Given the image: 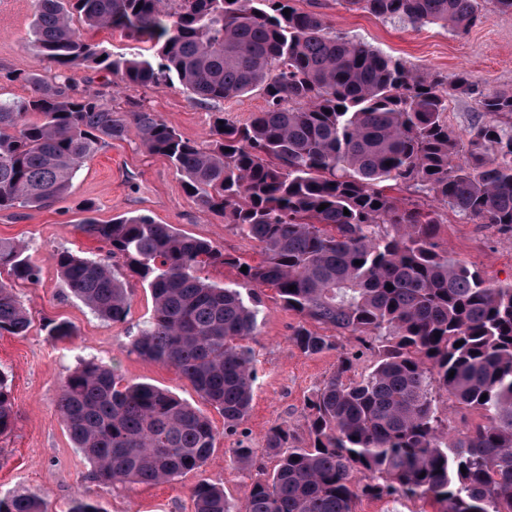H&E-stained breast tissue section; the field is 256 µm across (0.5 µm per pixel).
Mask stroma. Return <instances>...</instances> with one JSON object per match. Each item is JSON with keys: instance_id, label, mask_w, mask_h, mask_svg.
Segmentation results:
<instances>
[{"instance_id": "stroma-1", "label": "stroma", "mask_w": 512, "mask_h": 512, "mask_svg": "<svg viewBox=\"0 0 512 512\" xmlns=\"http://www.w3.org/2000/svg\"><path fill=\"white\" fill-rule=\"evenodd\" d=\"M305 12L320 14L330 30L364 42L383 54L402 59L413 70L451 81L467 71L480 90L512 89V13L498 12L491 0L484 5L483 22L457 35L433 24L424 26L385 20L345 8L339 0H294ZM34 0H0V96L18 99L27 90L10 81L12 73L39 67L52 75L54 67L37 62L30 45ZM72 77L79 88H92L124 112L159 113L179 133L207 144L216 114L239 124L248 123L265 105L260 93L217 102H200L180 88L117 85L105 71L78 68ZM93 202L94 218L106 223L125 213L151 216L183 233L209 242L224 253L256 262L258 244L239 235L223 217L202 213L185 192L181 175L167 158L148 154L136 137L112 142L76 174L69 193L42 209L0 210V238L24 241L40 269L38 284L18 286L17 293L32 317L26 335L0 334V370L12 381L16 419L8 435L0 436V496L33 492L45 497L48 512H69L73 500L87 498L101 512H194L195 486L209 482L242 501L256 470L234 465L231 451L253 448L266 469L264 435L282 425L307 443L305 403L334 371L337 355L306 356L291 343L299 316L284 309L274 290L260 294L264 313L257 332L246 341L256 359L258 378L247 418L235 431L224 428L223 416L206 403L173 368L144 360L131 350L139 327L152 314L146 284L127 277L130 309L124 322L97 317L63 287L55 255L61 251L93 252L97 245L75 228L85 216L83 205ZM441 242L460 261L478 268L492 283L512 279V235L477 220H467L441 208ZM72 325L70 339L48 338L44 319ZM95 360L113 366L128 383H150L167 389L199 408L217 433L215 446L198 470L157 485L117 489L89 481L90 464L74 447L61 421L58 402L66 376L81 363Z\"/></svg>"}]
</instances>
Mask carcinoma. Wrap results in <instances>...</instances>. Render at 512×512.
<instances>
[{"instance_id":"carcinoma-1","label":"carcinoma","mask_w":512,"mask_h":512,"mask_svg":"<svg viewBox=\"0 0 512 512\" xmlns=\"http://www.w3.org/2000/svg\"><path fill=\"white\" fill-rule=\"evenodd\" d=\"M344 2L457 34L485 18L478 0ZM103 30L150 53L114 58L93 40ZM32 33L35 58L57 72H16L11 80L27 96L0 99V210L52 205L103 145L133 133L176 167L201 212L224 217L262 254L250 263L147 215L108 224L86 217L76 229L106 257L57 253L64 288L119 323L130 307L121 268L136 274L154 306L132 351L189 381L224 415L226 431L253 400L257 368L242 341L263 314L257 289L275 290L302 317L291 337L302 354L337 352L336 369L307 400L309 444L270 428L273 472L239 504L221 487L196 485L194 512H355L359 500L384 497L421 498L442 512H512V281L491 283L454 258L439 242L437 211L402 205L384 190L388 181L410 183L511 234L512 92L478 94L492 120L463 138L444 114L449 98L475 94L469 73L446 84L415 72L331 32L291 0H35ZM81 67L125 84L176 83L201 101L258 91L265 107L245 125L215 118L204 148L156 112H116L99 92L76 88L70 71ZM218 266L234 269V281L202 276ZM2 269L12 283L0 282V332L22 335L31 319L14 284L37 283L40 269L25 245L0 238ZM311 322L355 337L374 365L351 378L353 361L337 337ZM45 328L55 340L74 336L67 322ZM440 391L485 423L448 438ZM59 412L91 464L89 479L115 488L171 482L201 468L215 447L217 433L199 409L154 385L125 384L102 362L65 378ZM14 421L0 373V435ZM232 462L263 470L243 445ZM0 512L46 509L41 496L19 493L0 498Z\"/></svg>"}]
</instances>
